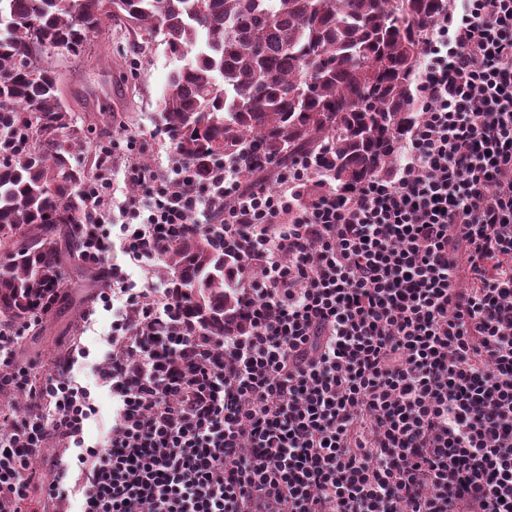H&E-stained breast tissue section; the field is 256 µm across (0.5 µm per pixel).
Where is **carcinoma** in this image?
<instances>
[{"label":"carcinoma","instance_id":"cac0c4a2","mask_svg":"<svg viewBox=\"0 0 512 512\" xmlns=\"http://www.w3.org/2000/svg\"><path fill=\"white\" fill-rule=\"evenodd\" d=\"M450 0H0V327H41L88 206L73 164L76 115L47 47L74 60L113 19L187 59L165 85L159 129L204 175L223 157L249 178L297 158L338 190L390 172L420 119L413 84L427 27ZM180 312L213 336L235 327L241 262L204 235L162 254Z\"/></svg>","mask_w":512,"mask_h":512}]
</instances>
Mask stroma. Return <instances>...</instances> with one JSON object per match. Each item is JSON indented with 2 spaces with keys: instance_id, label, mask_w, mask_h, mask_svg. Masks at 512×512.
<instances>
[{
  "instance_id": "35a3bbf8",
  "label": "stroma",
  "mask_w": 512,
  "mask_h": 512,
  "mask_svg": "<svg viewBox=\"0 0 512 512\" xmlns=\"http://www.w3.org/2000/svg\"><path fill=\"white\" fill-rule=\"evenodd\" d=\"M58 65L66 78L67 101L81 129L79 138L71 144L79 164H93L105 148L114 156H123L132 136L147 144L153 162L168 164L170 145L156 128L155 114L168 77L182 62L168 52L162 40H143L116 24L91 39L80 61L63 57ZM98 289V282L67 273L46 327L26 333L17 350L18 358L49 361L66 353L73 342L82 341L90 355L79 360L73 372L81 383L94 384L102 333L112 323L111 313L97 307ZM90 308L96 311L94 329L78 335L77 325Z\"/></svg>"
}]
</instances>
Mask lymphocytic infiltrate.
<instances>
[{
	"label": "lymphocytic infiltrate",
	"mask_w": 512,
	"mask_h": 512,
	"mask_svg": "<svg viewBox=\"0 0 512 512\" xmlns=\"http://www.w3.org/2000/svg\"><path fill=\"white\" fill-rule=\"evenodd\" d=\"M416 93L399 164L350 191L307 158L274 190L223 160L201 181L128 140L135 194L98 177L82 226L116 312L98 369L112 417L86 444L85 347L38 369L1 329L0 396L29 409H0V512H512V0H456ZM113 208L147 274L199 234L259 269L241 328L208 335L169 291L130 288Z\"/></svg>",
	"instance_id": "obj_1"
}]
</instances>
